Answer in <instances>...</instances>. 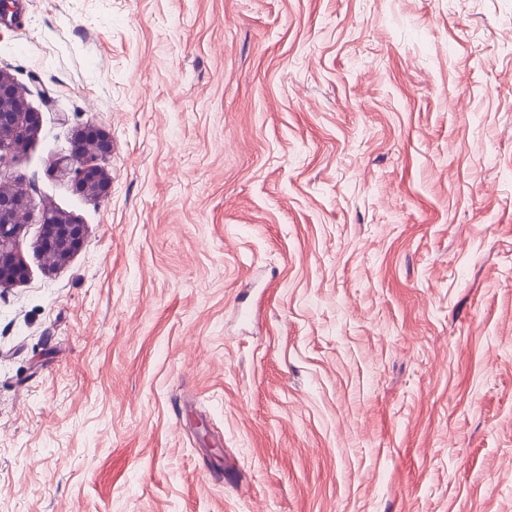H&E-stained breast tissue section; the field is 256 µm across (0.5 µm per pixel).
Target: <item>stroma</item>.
<instances>
[{
	"label": "stroma",
	"mask_w": 512,
	"mask_h": 512,
	"mask_svg": "<svg viewBox=\"0 0 512 512\" xmlns=\"http://www.w3.org/2000/svg\"><path fill=\"white\" fill-rule=\"evenodd\" d=\"M0 69V512H512V0H0ZM27 103L14 81L0 70V160L25 147L30 135L24 125ZM22 131L24 137L17 136ZM112 154V140L103 132L90 143L78 144L72 157L73 173L77 183L94 196L109 193L112 179L98 161ZM26 193L19 187L0 188V284L23 277L25 267L15 251L21 226L26 223ZM45 225L42 250L44 256H50L55 261L64 260L69 253L81 244L83 238L82 224H76L70 219L47 211L43 216Z\"/></svg>",
	"instance_id": "1"
}]
</instances>
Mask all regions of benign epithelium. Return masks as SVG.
Masks as SVG:
<instances>
[{"instance_id":"1","label":"benign epithelium","mask_w":512,"mask_h":512,"mask_svg":"<svg viewBox=\"0 0 512 512\" xmlns=\"http://www.w3.org/2000/svg\"><path fill=\"white\" fill-rule=\"evenodd\" d=\"M27 103L14 81L0 71V160L25 147L29 129L24 125ZM112 154V140L104 133L90 143L77 146L72 157L77 183L94 196L109 193L112 179L99 161ZM26 193L19 187L0 188V284L23 277L25 267L15 251L21 226L26 223L27 209L23 206ZM43 255L59 262L81 244L83 226L47 211Z\"/></svg>"}]
</instances>
